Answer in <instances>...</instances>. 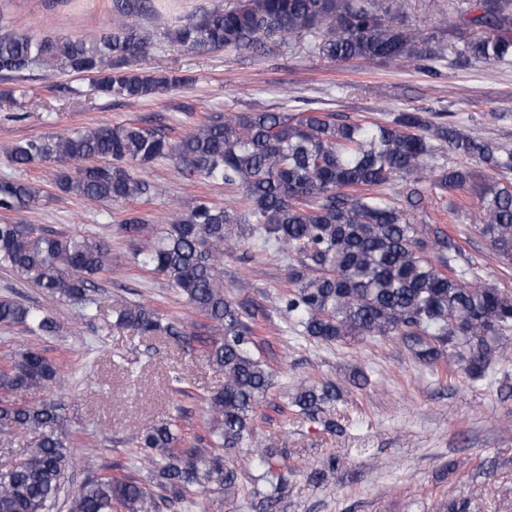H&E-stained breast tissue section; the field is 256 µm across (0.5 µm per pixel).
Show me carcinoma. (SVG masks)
I'll return each mask as SVG.
<instances>
[{
    "instance_id": "1",
    "label": "carcinoma",
    "mask_w": 512,
    "mask_h": 512,
    "mask_svg": "<svg viewBox=\"0 0 512 512\" xmlns=\"http://www.w3.org/2000/svg\"><path fill=\"white\" fill-rule=\"evenodd\" d=\"M411 0H242L235 8L216 3L171 27L170 41L195 53L221 49L261 50L264 40L309 30L324 21L323 47L340 62L433 60L431 38L396 24ZM119 20L99 37L42 38L0 26V76L15 77L35 64L58 66L88 76L99 91L128 101L161 96L184 84L177 75L148 74L133 67L144 57L152 34L138 17L154 12L153 0H113ZM439 25L493 30L455 49L485 63L512 60V0H469L442 15ZM452 152L501 173L491 183L473 182L464 165L438 163ZM21 168L56 163V187L103 204L156 195L160 187L143 175L158 158L175 161L200 180L243 189L245 211L254 226H242L239 209L207 199L174 214L162 235L139 253V262L166 277L190 307L223 328L207 349V360L224 374L222 390L205 397L206 436L192 448L175 447L178 424L143 427L133 437L128 466L150 464L143 479L127 474L87 478L67 489L74 449L64 404L55 399L20 403L18 396L47 390L59 380L57 364L31 347L16 349L0 365V436L27 438L20 461L0 470V512H161L179 502L188 509L193 489L239 487L234 452L254 436L258 402L274 384V373L256 355V330L224 290V247L247 234L288 255L285 310L301 336L330 344L348 337L398 336L422 364L442 354L471 379L485 377L492 363L506 360L503 340L512 333V296L485 282L472 265L459 264L449 237L429 236L415 223L421 202L415 185L432 179L443 191L470 186L480 198L474 230L497 260L512 265V151L469 137L446 121L433 123L421 112H399L381 123H351L310 109L278 112L226 111L210 116L177 139L137 123L101 124L16 143L8 151ZM398 178L394 196L378 187ZM40 191L15 179L0 180V212L36 205ZM147 219L126 212L120 229L135 238ZM0 266L69 301L85 318L99 306L93 278L111 270L112 250L90 235L38 232L24 224L0 223ZM116 323L140 336L163 333L178 342L194 336L184 324H162L148 305H122ZM0 324L20 325L32 336L58 329L46 309L0 299ZM340 400L332 383L299 385L291 395L293 414L316 419ZM263 472L247 497L258 512H274L288 488V450L257 448ZM340 459L330 456L310 476L323 482Z\"/></svg>"
}]
</instances>
